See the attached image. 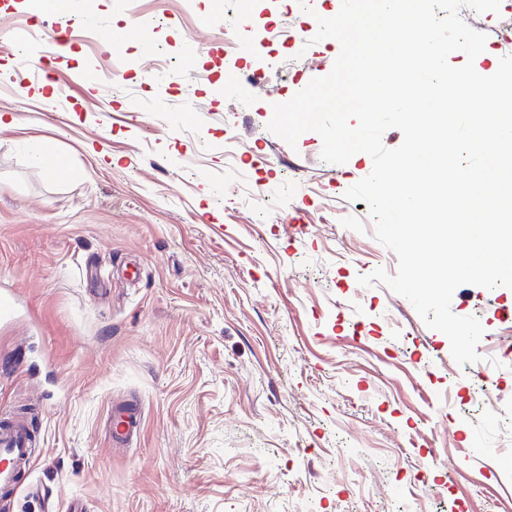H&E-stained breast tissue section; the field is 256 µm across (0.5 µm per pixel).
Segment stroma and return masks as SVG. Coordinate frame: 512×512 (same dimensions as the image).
<instances>
[{
	"mask_svg": "<svg viewBox=\"0 0 512 512\" xmlns=\"http://www.w3.org/2000/svg\"><path fill=\"white\" fill-rule=\"evenodd\" d=\"M340 4L81 0L39 19L0 0V290L20 301L0 408L30 411L40 444L8 512H512V288L453 295L484 328L478 379L407 299L357 281L398 265L344 196L371 157L328 163L317 133L267 128L331 71L338 41L294 35ZM459 15L487 37L476 68L512 55V0ZM127 24L136 43H115ZM22 26L68 34L48 76L17 73ZM42 138L60 174L33 162ZM114 401L142 413L125 448Z\"/></svg>",
	"mask_w": 512,
	"mask_h": 512,
	"instance_id": "1",
	"label": "stroma"
}]
</instances>
